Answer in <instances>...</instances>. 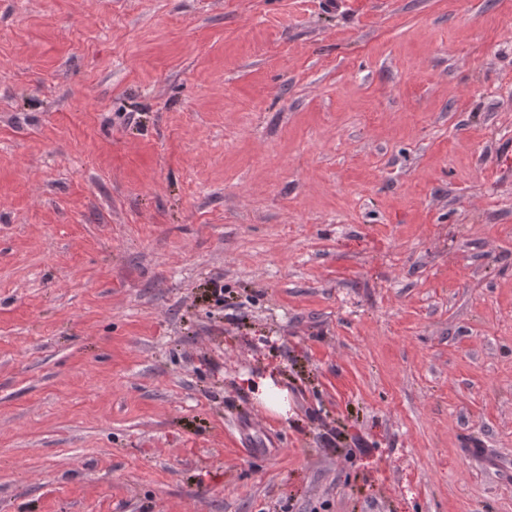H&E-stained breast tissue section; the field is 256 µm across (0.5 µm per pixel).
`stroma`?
<instances>
[{
    "label": "stroma",
    "instance_id": "1",
    "mask_svg": "<svg viewBox=\"0 0 512 512\" xmlns=\"http://www.w3.org/2000/svg\"><path fill=\"white\" fill-rule=\"evenodd\" d=\"M0 512H512V0H0ZM256 391H259L258 398L265 409L271 413L285 414L288 409L287 393L277 387L272 379H261Z\"/></svg>",
    "mask_w": 512,
    "mask_h": 512
}]
</instances>
